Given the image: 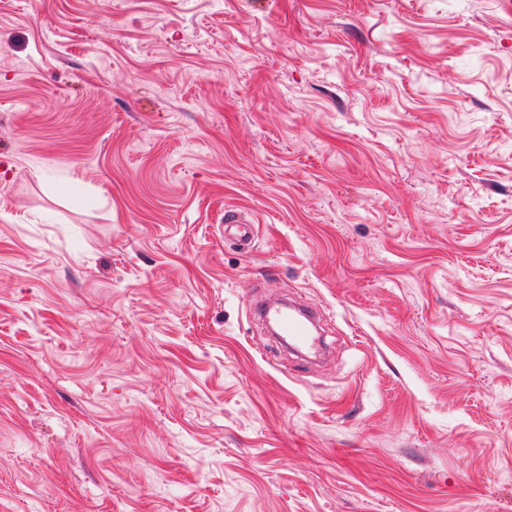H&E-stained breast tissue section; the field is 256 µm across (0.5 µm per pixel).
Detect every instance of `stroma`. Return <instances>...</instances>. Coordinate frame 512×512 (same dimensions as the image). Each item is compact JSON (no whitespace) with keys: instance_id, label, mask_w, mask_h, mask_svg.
I'll return each mask as SVG.
<instances>
[{"instance_id":"1","label":"stroma","mask_w":512,"mask_h":512,"mask_svg":"<svg viewBox=\"0 0 512 512\" xmlns=\"http://www.w3.org/2000/svg\"><path fill=\"white\" fill-rule=\"evenodd\" d=\"M0 512H512V0H0ZM257 235L256 225L242 211L224 210V240H232L244 252H251ZM260 313L276 335L286 343L300 350L315 348L314 331L317 329L308 310L272 300L261 308Z\"/></svg>"}]
</instances>
